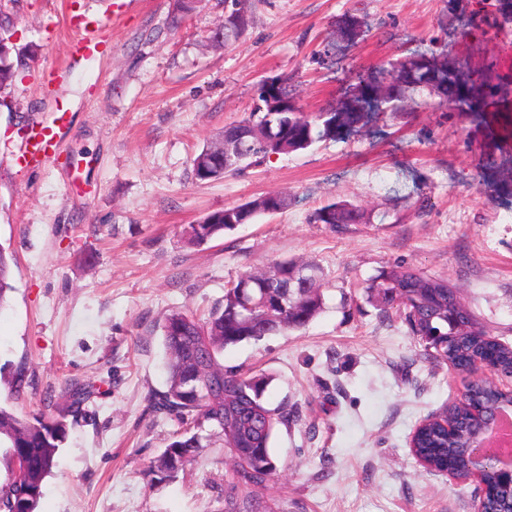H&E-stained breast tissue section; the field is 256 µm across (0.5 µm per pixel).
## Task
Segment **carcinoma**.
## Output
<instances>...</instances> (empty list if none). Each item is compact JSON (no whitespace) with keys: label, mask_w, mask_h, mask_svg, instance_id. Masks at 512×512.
I'll list each match as a JSON object with an SVG mask.
<instances>
[{"label":"carcinoma","mask_w":512,"mask_h":512,"mask_svg":"<svg viewBox=\"0 0 512 512\" xmlns=\"http://www.w3.org/2000/svg\"><path fill=\"white\" fill-rule=\"evenodd\" d=\"M249 0H224V17L207 40V47L218 50L235 40L248 21L229 18L234 12L248 15ZM498 31H512V0H493ZM361 33V21L353 14L336 23V42L350 44ZM336 42L326 45L321 63L336 65ZM15 78L8 62V47L0 39V89ZM427 94L438 104L457 112H481L485 102L495 99L508 103L512 85L484 70H467L455 65L444 53H414L389 63L367 78H359L352 90L338 102L315 113L298 106L288 80L269 76L257 88L258 104L250 116L224 127L219 138L224 151L207 145L192 159L196 179L216 180L225 174L244 171L255 162L274 155L304 150L316 142L336 138L360 128L366 118L379 112H407L422 105L415 94ZM291 198L270 192L246 203L207 214L185 231L190 245H201L233 231L261 214L283 211ZM365 212L348 203L328 204L310 216L313 224L334 228L361 224ZM316 278L301 281L300 265L288 260L273 263L268 270L240 277L224 287V299L201 321L182 311L164 317L162 336L167 351V388L153 396L157 412L184 425L166 445L154 463L159 479L175 477L190 464L212 437L229 445L234 468L224 485V512H273L258 498L255 489L265 485L277 472L271 439L279 424H287L293 413L283 407L271 408L264 401L268 377L249 376L224 368L219 357L224 349L242 341H259L270 335L305 327L321 310L322 271L314 264ZM10 263L0 248V306L10 284ZM370 296L384 311L399 310L413 335L423 346V355L437 364L466 369L475 361L492 355L500 372L512 373V346L491 337L470 311L458 306L455 289L448 281L396 266L384 270L369 286ZM34 388L28 368L20 363L14 370L12 390L18 397ZM94 388L81 383L67 384L59 407L55 394L42 395L49 414L32 420L0 405V449H6L11 463L24 461L11 469L0 484V512H38L45 479L68 433V418H76L90 402ZM512 404V395L486 380L468 387L464 400L447 408L453 433L439 423L421 428L414 438L412 454L438 468L449 458L457 479L465 480L472 460L470 447L476 410L488 416L501 403ZM489 488L486 508L490 512H512V494L500 489L496 469L483 472Z\"/></svg>","instance_id":"cac0c4a2"}]
</instances>
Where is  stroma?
Listing matches in <instances>:
<instances>
[{
	"mask_svg": "<svg viewBox=\"0 0 512 512\" xmlns=\"http://www.w3.org/2000/svg\"><path fill=\"white\" fill-rule=\"evenodd\" d=\"M347 13L363 33L325 69L318 54ZM173 14L174 0H0L16 69L0 90V248L13 257L0 404L35 416L41 393L71 382L100 390L57 455L39 512H222L231 453L221 438L178 477L154 472L180 428L151 407L167 385L160 325L174 310L206 317L228 282L286 259L323 268L322 312L222 357L268 376L267 404L295 413L273 434L278 470L257 496L276 512H474L473 485L424 471L408 447L462 380L425 360L368 286L395 266L447 278L512 344V187L478 166L487 156L512 165V112L430 104L379 114L358 133L215 181L195 180L192 158L254 109L265 77L287 78L307 112L416 52L512 81V37L478 0H254L238 39L206 51L224 0H201L176 26ZM87 29L106 39L92 61L70 51ZM58 104L73 114L60 155L38 169L12 165ZM269 192L288 193L291 206L186 243L206 214ZM339 201L367 222L309 223ZM21 362L36 394L15 404Z\"/></svg>",
	"mask_w": 512,
	"mask_h": 512,
	"instance_id": "stroma-1",
	"label": "stroma"
}]
</instances>
